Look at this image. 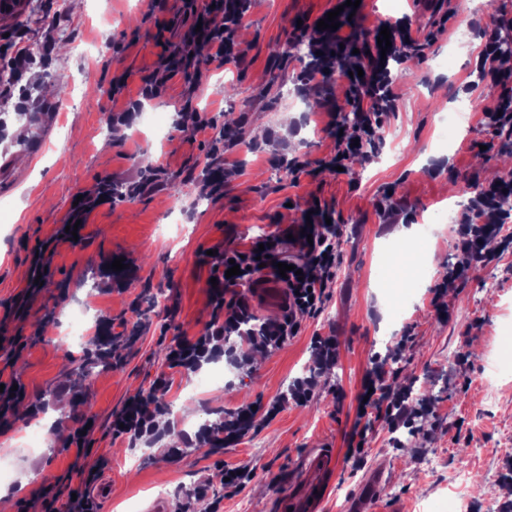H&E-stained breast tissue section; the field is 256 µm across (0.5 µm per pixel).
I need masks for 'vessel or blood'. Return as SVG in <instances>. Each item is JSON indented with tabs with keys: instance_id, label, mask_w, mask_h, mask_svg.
Returning a JSON list of instances; mask_svg holds the SVG:
<instances>
[{
	"instance_id": "b4317fda",
	"label": "vessel or blood",
	"mask_w": 512,
	"mask_h": 512,
	"mask_svg": "<svg viewBox=\"0 0 512 512\" xmlns=\"http://www.w3.org/2000/svg\"><path fill=\"white\" fill-rule=\"evenodd\" d=\"M340 459L331 448H316L301 460V469L306 476L299 495L285 501L287 512H320L329 489V480L338 469ZM382 479L381 472H372L364 481L362 489L351 502L350 512H369Z\"/></svg>"
}]
</instances>
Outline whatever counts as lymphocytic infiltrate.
<instances>
[{"label":"lymphocytic infiltrate","instance_id":"obj_1","mask_svg":"<svg viewBox=\"0 0 512 512\" xmlns=\"http://www.w3.org/2000/svg\"><path fill=\"white\" fill-rule=\"evenodd\" d=\"M375 126L370 113L358 116L355 132L351 136L336 139V158L333 166L361 161L376 148ZM502 186L493 184L482 189L481 197L486 212L482 223L461 225L458 246L470 263L482 264L487 260L483 249L486 238L499 232L506 218L496 209ZM340 262V250L335 225L318 221L309 226L307 234L289 235L278 229L250 241L244 248L219 251L214 257L212 275L217 281L212 290L213 316L206 330L194 337L177 338L169 353L167 369L153 381L149 394L131 398L123 411L115 418L112 433L131 439L153 434L154 419L145 408L152 400L162 399L172 385L175 372L190 369L201 358L215 354L224 336L236 332L241 325L255 318L249 305L239 292L240 287L251 285L267 276L278 275L279 264L292 265L293 270L284 278L288 294V311L282 320L266 323L262 334L267 345L280 346L299 329L298 315L316 312L325 299L328 280L336 274ZM239 265L237 275H229L230 265Z\"/></svg>","mask_w":512,"mask_h":512}]
</instances>
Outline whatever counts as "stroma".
I'll use <instances>...</instances> for the list:
<instances>
[{"label":"stroma","instance_id":"35a3bbf8","mask_svg":"<svg viewBox=\"0 0 512 512\" xmlns=\"http://www.w3.org/2000/svg\"><path fill=\"white\" fill-rule=\"evenodd\" d=\"M425 2L361 0L348 24L371 37L405 16L414 43L410 61L388 66L387 99L363 103L380 114L375 155L346 171L328 161L347 87L312 79L296 51L337 0H248L230 39L236 64L223 66L201 45L196 74L170 59L209 0H84L63 15L55 0H26L22 16L0 20V77L16 79L11 98H0V383L14 391L0 416V430L14 439L0 449V486L13 512H31L33 502L64 512L61 488L84 489L80 477L90 473L108 484L96 512H149L159 501L180 512L203 482L210 495L195 501V512H208L214 497L223 512H280L312 448L343 459L324 512H346L375 469L383 480L374 512H421V503L451 495L448 473L460 467L470 471L469 512L512 503L502 454L512 437V354L503 350L512 342V250L494 236L486 264L445 277L461 259L456 230L473 216L481 186L512 172V137L484 124L503 88L476 77L474 46L491 26L512 41V0H437L434 17ZM19 29L43 49L20 68L3 51ZM78 42L90 55L75 50ZM281 83L288 95L278 94ZM67 96L76 107L58 111ZM459 106L463 122L446 127L443 116ZM190 111L203 113L205 131L183 128ZM297 120L298 141L281 140L280 127ZM444 149L451 156L441 166L435 155ZM145 155L153 170L141 165ZM282 156L302 169L279 172ZM217 166L226 170L218 190L207 185ZM108 184L134 187L133 199L77 214V197L97 199ZM316 210L331 213L343 251L324 303L300 317L297 336L278 348L240 343L237 364L223 355L175 374L169 411L156 416L171 436H113L114 415L151 386L174 337L209 323L211 250ZM76 217L83 234L73 240L63 227ZM414 224L431 237L383 254L393 233ZM117 254L128 259L121 280L104 265ZM152 295L160 306L150 307ZM83 307L112 339L111 366H97L88 386L68 362L82 355L69 329ZM316 336L336 338L335 361L316 364ZM375 361L386 383L407 390L408 408L428 412L408 440L384 411L369 416L366 438L355 433L357 396ZM307 376L311 397L289 402V387ZM279 400L278 415L257 417L239 441L200 444L205 413ZM81 427L88 435L79 455L65 440ZM429 455L440 458L437 470L424 466ZM235 466L252 477L226 487L224 470ZM30 475L36 488L21 491Z\"/></svg>","mask_w":512,"mask_h":512}]
</instances>
